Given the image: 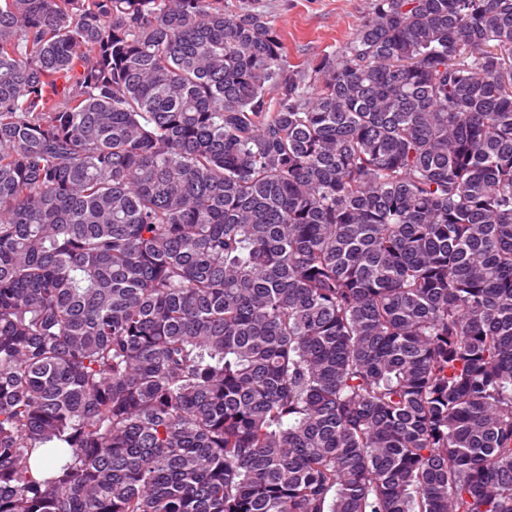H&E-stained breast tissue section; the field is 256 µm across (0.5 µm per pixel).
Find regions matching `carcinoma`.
I'll list each match as a JSON object with an SVG mask.
<instances>
[{
	"label": "carcinoma",
	"mask_w": 512,
	"mask_h": 512,
	"mask_svg": "<svg viewBox=\"0 0 512 512\" xmlns=\"http://www.w3.org/2000/svg\"><path fill=\"white\" fill-rule=\"evenodd\" d=\"M0 512H512V0H0ZM264 11L280 31L290 69L318 61L363 22L369 0H229Z\"/></svg>",
	"instance_id": "obj_1"
}]
</instances>
